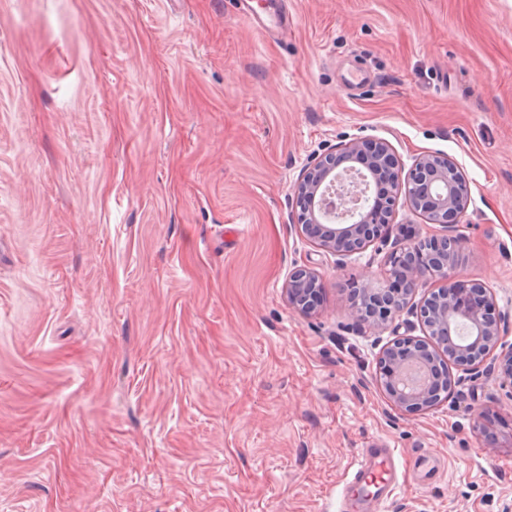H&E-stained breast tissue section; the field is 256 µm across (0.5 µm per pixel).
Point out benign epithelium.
<instances>
[{
  "mask_svg": "<svg viewBox=\"0 0 512 512\" xmlns=\"http://www.w3.org/2000/svg\"><path fill=\"white\" fill-rule=\"evenodd\" d=\"M357 162L363 178L384 175L389 196L404 194L414 211L442 225L446 234L419 239L392 252L393 258L409 256V261L393 273L397 287L357 284L351 310L366 321L387 322L404 309L420 278L439 276L446 283L424 301L417 317L438 349L480 372L499 342L500 328L493 302L482 285L448 279V270L458 264L460 256V241L452 231L469 201L468 189L459 188L455 179L458 166L446 157L425 154L405 175L391 147L382 141H350L309 166L295 187L297 226L316 248L342 259L379 237L389 218L384 200L365 190L357 196L356 206L343 212L326 196L325 189L351 176ZM318 280L317 273L308 267L291 273L288 297L295 309L308 312L316 306ZM378 365L382 390L396 409L408 414L434 406L440 392L447 391L451 383L438 371L436 358L424 342L411 336L384 348Z\"/></svg>",
  "mask_w": 512,
  "mask_h": 512,
  "instance_id": "1",
  "label": "benign epithelium"
}]
</instances>
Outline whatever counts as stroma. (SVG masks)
I'll return each instance as SVG.
<instances>
[{"label":"stroma","instance_id":"stroma-1","mask_svg":"<svg viewBox=\"0 0 512 512\" xmlns=\"http://www.w3.org/2000/svg\"><path fill=\"white\" fill-rule=\"evenodd\" d=\"M237 2L0 0V512H333L376 446L440 461L384 512H512V0H288L268 34L277 0ZM353 140L469 188L450 275L489 289L500 339L419 414L378 358L424 338L442 279L382 325L349 285L441 226L397 196L341 264L296 226L302 172ZM317 273L308 267L295 269L288 280V297L292 306L302 312L312 310L318 301Z\"/></svg>","mask_w":512,"mask_h":512}]
</instances>
